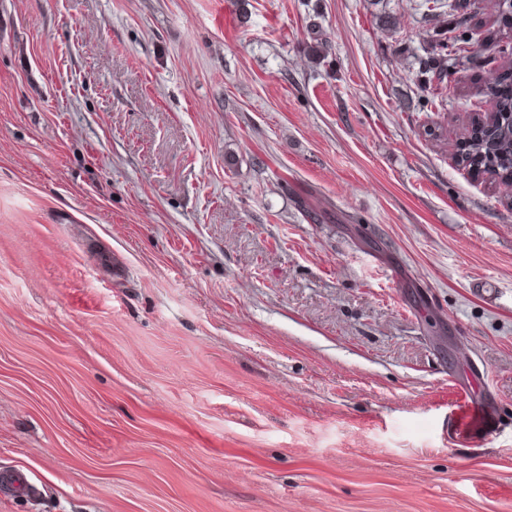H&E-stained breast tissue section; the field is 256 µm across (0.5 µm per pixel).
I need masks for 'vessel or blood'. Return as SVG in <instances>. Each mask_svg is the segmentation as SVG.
<instances>
[{"label":"vessel or blood","instance_id":"1","mask_svg":"<svg viewBox=\"0 0 512 512\" xmlns=\"http://www.w3.org/2000/svg\"><path fill=\"white\" fill-rule=\"evenodd\" d=\"M499 419L491 403L469 392H460L448 414V438L454 443L481 444L494 436Z\"/></svg>","mask_w":512,"mask_h":512}]
</instances>
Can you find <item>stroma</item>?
Wrapping results in <instances>:
<instances>
[{
  "mask_svg": "<svg viewBox=\"0 0 512 512\" xmlns=\"http://www.w3.org/2000/svg\"><path fill=\"white\" fill-rule=\"evenodd\" d=\"M433 26L0 0V512H512V198L456 161L487 69L414 108ZM499 425L488 399L481 400L462 390L448 414V438L452 443H486Z\"/></svg>",
  "mask_w": 512,
  "mask_h": 512,
  "instance_id": "stroma-1",
  "label": "stroma"
}]
</instances>
